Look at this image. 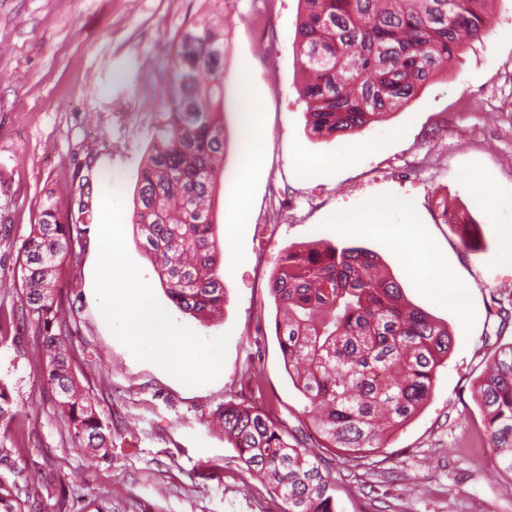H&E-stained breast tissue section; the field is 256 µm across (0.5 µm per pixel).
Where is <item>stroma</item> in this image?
Instances as JSON below:
<instances>
[{
    "instance_id": "1",
    "label": "stroma",
    "mask_w": 512,
    "mask_h": 512,
    "mask_svg": "<svg viewBox=\"0 0 512 512\" xmlns=\"http://www.w3.org/2000/svg\"><path fill=\"white\" fill-rule=\"evenodd\" d=\"M299 0H0V386L14 423H0V488L14 512H283L214 426L225 403L270 412L316 449L336 483L337 512H512V477L494 468L473 391L494 350L512 343V0H494L488 32L405 107L355 135L312 137L298 87ZM221 19L231 39L224 182L235 188L244 131L261 121L262 166L249 218L222 250L224 314L178 310L135 242L131 212L149 134L171 86L172 40ZM259 104L260 113L250 110ZM319 160L305 171L301 158ZM499 199L489 214L480 198ZM84 206L86 230L62 280L73 373L112 432L89 461L69 438L36 353L39 327L21 299V247L48 197ZM388 199L385 222L412 223L439 258L420 286L384 239L339 214ZM479 224L463 243L452 216ZM109 225L127 264L175 333L194 337L220 371L190 379L133 350L104 319L96 239ZM361 246L378 255L407 300L448 324L455 345L428 404L382 448L351 461L317 448L275 335L269 280L291 244Z\"/></svg>"
}]
</instances>
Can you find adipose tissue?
Wrapping results in <instances>:
<instances>
[{"label": "adipose tissue", "instance_id": "ef3b65f1", "mask_svg": "<svg viewBox=\"0 0 512 512\" xmlns=\"http://www.w3.org/2000/svg\"><path fill=\"white\" fill-rule=\"evenodd\" d=\"M250 144L242 156L238 188L228 201L232 222L227 226L228 236H235L238 224L244 222L249 209L250 176L262 163L264 131L254 125L249 133ZM377 207L360 214L340 216V223L352 230L386 239L398 250L409 271L424 285H431L438 267L436 256L416 233L413 224H386L376 217ZM103 276L107 284L117 286L123 295L121 305H105L103 315L132 334L133 347L149 352L172 365L183 375L201 378L217 370L211 360L201 359L197 343L190 336L168 331L154 311L149 299L139 286L137 275L128 267L122 240L108 233L99 240Z\"/></svg>", "mask_w": 512, "mask_h": 512}]
</instances>
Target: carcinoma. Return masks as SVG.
Masks as SVG:
<instances>
[{"label":"carcinoma","mask_w":512,"mask_h":512,"mask_svg":"<svg viewBox=\"0 0 512 512\" xmlns=\"http://www.w3.org/2000/svg\"><path fill=\"white\" fill-rule=\"evenodd\" d=\"M494 0H301L296 37L299 94L309 132L355 135L408 104L479 40ZM224 32L191 24L173 39L172 88L140 169L132 224L167 296L185 314L224 308L215 192L224 177ZM56 202L41 211L22 245V295L43 326L44 383L59 396L74 444L108 452L111 435L80 389L59 335L62 269L74 232ZM269 288L282 314L275 332L288 376L307 401L321 447L356 460L380 448L429 401L453 335L404 299L373 252L354 246L291 245ZM475 396L494 462L512 476V344L494 355ZM224 436L265 481L284 512H336L329 474L306 442L259 407L224 405Z\"/></svg>","instance_id":"obj_1"}]
</instances>
